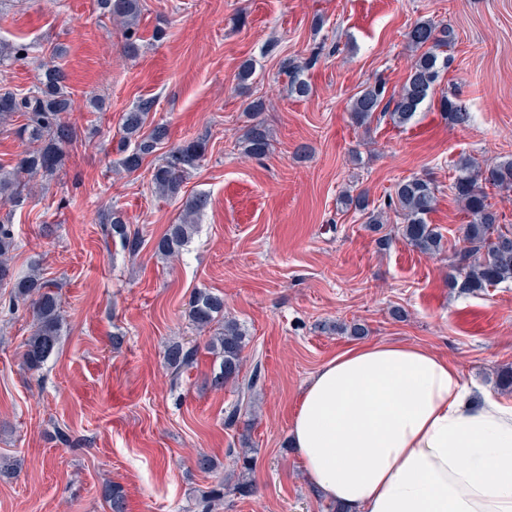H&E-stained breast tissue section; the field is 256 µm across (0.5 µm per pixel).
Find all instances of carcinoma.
<instances>
[{"label":"carcinoma","instance_id":"carcinoma-1","mask_svg":"<svg viewBox=\"0 0 512 512\" xmlns=\"http://www.w3.org/2000/svg\"><path fill=\"white\" fill-rule=\"evenodd\" d=\"M97 2L101 10L123 26L124 53L137 56L142 0ZM407 39L422 53L411 64L398 98L392 103L385 101L386 87L381 81L367 85L351 105L356 122L365 123L380 112L390 114L398 125L408 123L432 94L440 73L448 68L450 58L446 52L454 41L453 31L448 25L418 20L407 32ZM29 50L24 42L0 45V67L12 58H24ZM60 55V48L50 50L49 60L40 64L37 84L29 92L20 95L5 85L0 86V125L17 115L23 117L24 123L19 125L16 133L34 144L32 149L19 155L15 164L0 165V201H8L15 207L26 202L31 179L52 177L64 168L67 147L78 140L79 130L67 120V115L76 110L75 103L67 90L66 74L55 64L56 57ZM284 67L288 69L292 93L298 97L306 96L309 87L300 77V66L288 62ZM152 108L153 100L146 99L121 117L117 152L120 155L119 166L127 173L139 171L146 157L156 152L168 138V128L160 123L155 124L149 133H144ZM438 109L453 124L463 125L470 121V113L446 94L440 97ZM242 144L244 153L250 156L266 154L270 146L269 130L261 121L249 125ZM206 152L207 143L203 139L190 140L171 149L163 162L151 171L150 182L156 192L167 197L177 195ZM448 189L468 218L467 224L463 225V246L454 252L450 287L474 293L512 281V228L502 229L500 214L491 202V190L512 189V159L498 161L483 169L463 157L455 165L454 178ZM437 192L433 180L415 175L399 181L394 194L380 209H369L370 202L364 194L347 198L345 204L366 213L370 224H384L388 212L395 213L401 219L399 232L404 241L420 252L432 255L442 248V235L428 224V216L437 203ZM206 204L207 200L202 196L187 199L178 220L167 225L155 241V254L166 260L178 256L193 234L194 216ZM101 224L104 234L119 239L129 256L135 257L140 253L144 241L139 233L128 229L122 210L115 207L107 209ZM15 246L13 225L0 220V284H11L9 298L3 300V304L10 312L21 302L31 309L35 330L27 340L24 365L29 370H37L55 353L59 343L62 323L60 301L51 284L39 276L38 260L31 261L24 273L15 270L11 265V252ZM189 317L201 331L215 323L220 324L218 332L209 341V347L219 359V373L215 381L221 385L231 384L237 391L236 403L226 410L225 424L230 426L239 418L243 405L249 403L260 381V368L256 365L252 371L246 370V357L243 355L246 334L237 322L224 319L222 296L202 290L195 292L190 302ZM196 355V347L176 343L168 348L166 361L177 372L193 365ZM103 495L109 499L112 512H124V495L119 487L108 485L104 487Z\"/></svg>","mask_w":512,"mask_h":512}]
</instances>
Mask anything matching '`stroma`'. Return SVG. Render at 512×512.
Masks as SVG:
<instances>
[{
    "label": "stroma",
    "mask_w": 512,
    "mask_h": 512,
    "mask_svg": "<svg viewBox=\"0 0 512 512\" xmlns=\"http://www.w3.org/2000/svg\"><path fill=\"white\" fill-rule=\"evenodd\" d=\"M140 52L122 50L123 29L94 0H6L0 43H28L29 56L0 69L24 92L37 81L49 47L77 104L69 120L80 137L59 174L38 180L14 226L15 268L41 259L61 300L57 352L37 370L23 364L33 332L27 306L0 312V457L21 462L0 477V512H111L104 483L120 486L126 512H201L203 491L226 482L216 512H332L308 484L288 444L293 412L310 377L355 337L422 346L457 363L466 381L512 403L498 384L512 368V281L466 293L449 287L464 214L448 186L460 157L484 164L512 158V0H142ZM430 19L455 33L447 73L415 117L399 126L351 118L358 93L382 80L397 97L418 55L405 34ZM167 36L152 38L157 24ZM301 65L311 92L288 89L284 61ZM255 72L238 73L245 61ZM450 94L471 114L450 123L437 98ZM107 109L87 108L89 96ZM154 99V123L170 135L135 173L117 170L123 112ZM271 135L264 156L240 144L255 117ZM208 145L178 195L161 198L149 169L186 139ZM431 178L439 188L429 222L442 250L409 246L396 223L376 228L344 194L383 204L400 180ZM208 198L179 257L153 251L187 198ZM122 209L144 238L138 256L105 238L98 224ZM224 297V315L247 331L248 363L262 379L252 406L224 423L233 386L215 383L209 335L189 317L197 290ZM197 346L195 364L173 376L168 347ZM249 449L238 473L233 455ZM205 452L219 469L204 473ZM255 487L233 490L237 479Z\"/></svg>",
    "instance_id": "stroma-1"
}]
</instances>
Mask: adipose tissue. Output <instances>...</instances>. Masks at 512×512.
<instances>
[{"label": "adipose tissue", "instance_id": "ef3b65f1", "mask_svg": "<svg viewBox=\"0 0 512 512\" xmlns=\"http://www.w3.org/2000/svg\"><path fill=\"white\" fill-rule=\"evenodd\" d=\"M289 435L309 483L345 512H512V404L421 346L336 354Z\"/></svg>", "mask_w": 512, "mask_h": 512}]
</instances>
